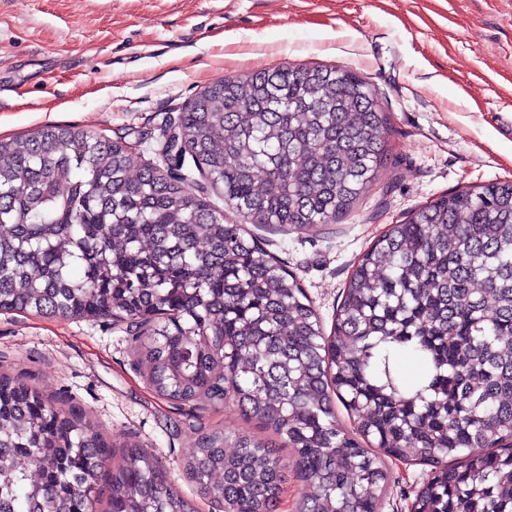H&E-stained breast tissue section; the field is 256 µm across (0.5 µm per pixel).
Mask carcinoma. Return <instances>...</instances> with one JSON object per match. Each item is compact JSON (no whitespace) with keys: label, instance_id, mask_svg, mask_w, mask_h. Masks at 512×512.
<instances>
[{"label":"carcinoma","instance_id":"obj_1","mask_svg":"<svg viewBox=\"0 0 512 512\" xmlns=\"http://www.w3.org/2000/svg\"><path fill=\"white\" fill-rule=\"evenodd\" d=\"M388 121L351 69L289 65L206 86L134 179L127 143L76 126L0 139V312L111 318L158 395L258 422L267 439L214 429L185 463L228 512H278L290 471L300 512H380L385 457L431 467L414 512H512V181L390 225L328 335L247 228L313 232L352 210L387 164ZM188 156L242 223L191 192ZM112 448L83 412L0 372V512H94L104 490L109 512H196L133 442L103 479Z\"/></svg>","mask_w":512,"mask_h":512}]
</instances>
